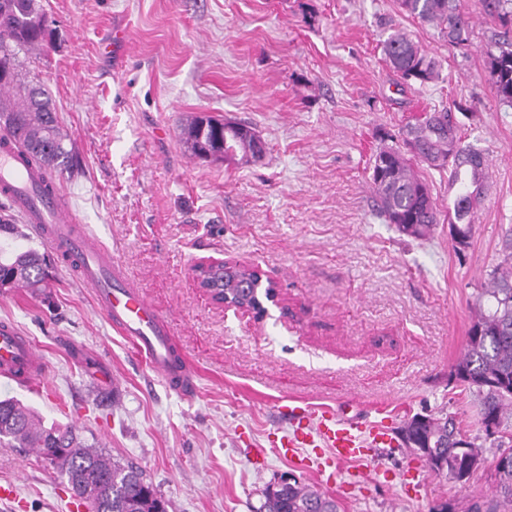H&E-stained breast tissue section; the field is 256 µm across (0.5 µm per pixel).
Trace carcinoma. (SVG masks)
<instances>
[{"instance_id": "1", "label": "carcinoma", "mask_w": 512, "mask_h": 512, "mask_svg": "<svg viewBox=\"0 0 512 512\" xmlns=\"http://www.w3.org/2000/svg\"><path fill=\"white\" fill-rule=\"evenodd\" d=\"M486 2L500 27L487 51L489 78L498 101L512 107V0ZM400 5L411 17L438 30L449 44L463 46L469 41V19L461 12L460 0H400ZM53 34L37 0H0V64L9 66L8 79L0 81V115L12 120L0 128V135L16 138L24 164L50 174L71 169L75 158L66 147L52 97L40 79L22 76L19 54L50 46ZM382 52L403 79L412 73L421 86L439 79V62L400 30L387 36ZM449 124L451 113L435 110L404 125L400 141L379 148L374 156L371 179L380 211L388 223L415 239L428 236L438 223L427 184L413 169L415 161L448 171V184L460 188L449 198L448 217L466 238L473 235V216L485 183L481 171L464 167L461 161L475 162L483 151L462 144L460 135L456 143H448L443 127ZM183 135L188 149L201 159L247 164L265 153L260 135L241 122L197 117L183 128ZM6 287L47 294L51 283L44 256L25 250L0 258V288ZM476 306L464 351L450 377L475 394L479 423L497 420L499 436L490 447L501 454L512 451V228L506 234L502 260L489 273ZM407 429L443 461V466L430 469L455 482L466 458L484 456V446L475 437L469 438L468 448L457 447L455 434L462 429L450 416L429 417L421 423L413 418ZM0 438L17 448L32 449L66 483L82 485L93 512H168V502L139 467L87 443L72 426H45L18 400H0ZM494 480L492 497L471 503L467 512H512V470H494ZM261 496L255 512H339L333 497L295 479L269 485Z\"/></svg>"}]
</instances>
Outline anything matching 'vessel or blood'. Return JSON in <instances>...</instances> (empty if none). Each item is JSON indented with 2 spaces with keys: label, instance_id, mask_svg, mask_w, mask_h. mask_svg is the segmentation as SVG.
<instances>
[{
  "label": "vessel or blood",
  "instance_id": "vessel-or-blood-1",
  "mask_svg": "<svg viewBox=\"0 0 512 512\" xmlns=\"http://www.w3.org/2000/svg\"><path fill=\"white\" fill-rule=\"evenodd\" d=\"M0 196L8 200L37 236L75 268L92 289L98 311L118 333L133 337L141 358L175 392L196 390V373L172 344L171 326L139 292L113 258L66 205L55 177L25 168L9 145L0 146ZM44 363L29 337L0 321V376L30 382ZM293 428L275 439L276 454L333 482L339 464L372 460L376 448L391 444L385 422L361 423L336 409L306 403L292 409Z\"/></svg>",
  "mask_w": 512,
  "mask_h": 512
}]
</instances>
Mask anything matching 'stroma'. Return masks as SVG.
I'll use <instances>...</instances> for the list:
<instances>
[{
  "label": "stroma",
  "instance_id": "1",
  "mask_svg": "<svg viewBox=\"0 0 512 512\" xmlns=\"http://www.w3.org/2000/svg\"><path fill=\"white\" fill-rule=\"evenodd\" d=\"M52 48L22 56L42 80L77 157L60 186L89 232L168 316L197 373L183 398L95 309L90 288L0 203V254H44L49 299L0 289V320L36 345L47 372L32 386L0 377V400L45 424L74 426L112 457L140 466L169 512H254L262 490L311 473L279 458L280 408L306 401L385 420L393 443L342 465L329 495L340 512H466L493 487V449L468 482L435 476L407 448L404 424L449 414L481 435L476 399L449 384L477 294L512 226V108L492 87L486 49L497 32L484 0H460L472 29L462 47L404 13L398 0H40ZM126 47L112 57L113 29ZM400 29L441 65L437 81L399 86L381 42ZM448 109L491 175L469 246L447 221L424 240L380 215L372 165L386 134ZM251 123L266 155L251 165L195 158L182 129L197 116ZM213 259L261 268L278 289L269 314L224 310L192 268ZM110 370L101 392L89 365ZM18 502L0 512H70L52 469L0 445V483Z\"/></svg>",
  "mask_w": 512,
  "mask_h": 512
}]
</instances>
